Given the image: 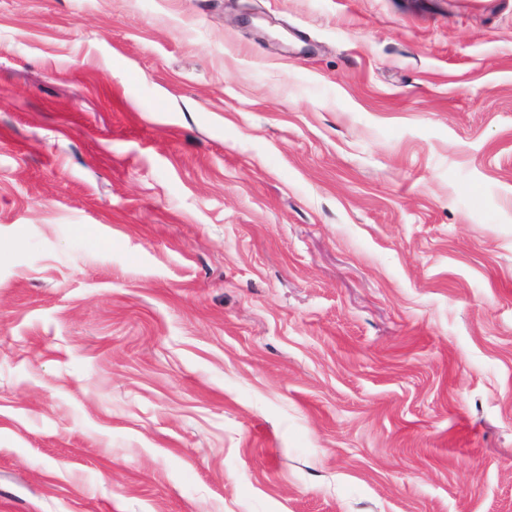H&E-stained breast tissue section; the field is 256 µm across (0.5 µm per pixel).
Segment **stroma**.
<instances>
[{
	"mask_svg": "<svg viewBox=\"0 0 512 512\" xmlns=\"http://www.w3.org/2000/svg\"><path fill=\"white\" fill-rule=\"evenodd\" d=\"M0 512H512V0H0Z\"/></svg>",
	"mask_w": 512,
	"mask_h": 512,
	"instance_id": "stroma-1",
	"label": "stroma"
}]
</instances>
